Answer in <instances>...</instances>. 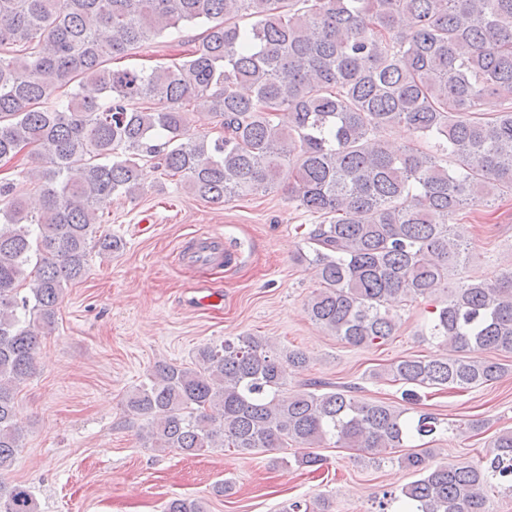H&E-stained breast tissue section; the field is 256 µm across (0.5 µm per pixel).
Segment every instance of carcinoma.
Returning <instances> with one entry per match:
<instances>
[{
  "mask_svg": "<svg viewBox=\"0 0 512 512\" xmlns=\"http://www.w3.org/2000/svg\"><path fill=\"white\" fill-rule=\"evenodd\" d=\"M187 23L205 30L185 59L110 67ZM486 94L499 111H482ZM194 102L216 137L189 134ZM399 125L417 141L374 138ZM28 147L38 205L0 181V473L23 447L17 395L41 337L90 251L123 247L98 224L114 196L139 195L143 161L212 204L269 193L288 167V199L322 217L296 256L320 281L312 321L369 346L394 335L396 304L443 292L429 336L450 353L404 357L388 375L468 390L505 373L469 354L512 353V265L451 289L448 271L468 258L460 213L512 193V0H0V161ZM306 363L237 336L199 348L193 368L155 364L126 408L149 447L186 456L327 440L379 455L436 432L429 413L321 380L286 392ZM401 461L419 474L401 490L405 512H489V478L512 483V429L477 465ZM0 512H37L31 491L0 479ZM165 512L206 507L174 498Z\"/></svg>",
  "mask_w": 512,
  "mask_h": 512,
  "instance_id": "carcinoma-1",
  "label": "carcinoma"
}]
</instances>
